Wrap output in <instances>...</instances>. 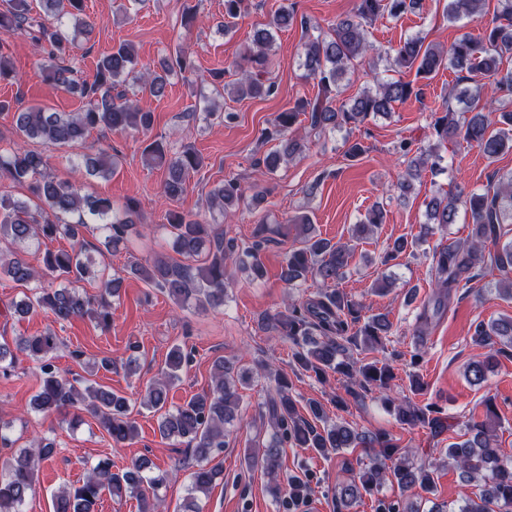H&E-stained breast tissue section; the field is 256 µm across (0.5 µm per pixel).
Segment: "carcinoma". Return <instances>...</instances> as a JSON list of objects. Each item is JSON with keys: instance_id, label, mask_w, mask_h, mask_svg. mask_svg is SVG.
Instances as JSON below:
<instances>
[{"instance_id": "obj_1", "label": "carcinoma", "mask_w": 512, "mask_h": 512, "mask_svg": "<svg viewBox=\"0 0 512 512\" xmlns=\"http://www.w3.org/2000/svg\"><path fill=\"white\" fill-rule=\"evenodd\" d=\"M49 17L67 16L85 37L94 31V22L84 18V0H40ZM483 0H447L443 14L456 23L479 12ZM497 17L485 28L483 35L459 36L447 49L425 43L411 36L392 49V66L400 77H374V87H365L355 96L337 102L341 82L346 75L362 65L374 72L377 61L369 40L368 27L379 17L397 20L413 10L419 0H356L352 14L336 20L325 32L303 19L301 28L309 33L303 47L305 77L317 81L318 95L314 99H298L294 105L277 113L266 137L276 136L279 148L256 161L260 174L275 173L283 162L302 152L303 144L289 136L308 120L317 134L357 126L378 115L388 116L394 104L420 99L422 88L407 81L402 74L415 71V77L430 79L442 69H451L467 81L455 90L451 98L464 104L459 109L450 101L434 116L431 137L434 144L417 149L401 141L398 152L407 158V168L397 188L402 197L413 189V182L423 171L440 167L443 156L439 148L448 141L461 138L478 148L487 158L494 159L512 150V110H491L480 104L485 80L492 79V94L497 98L512 96V68L502 69L503 60L512 57V0H498ZM295 11L291 6L280 7L268 22L254 30L251 46L233 64L235 79L224 82L225 71L209 74L215 90H224L234 100L268 97L276 91L269 77V51L274 33L293 25ZM25 30L42 45L52 61L43 69L46 81L69 93L76 94L83 106L74 113L52 112L41 106L19 108L15 127L20 143L0 154V176L28 184L35 203L0 196V240L12 247L13 258L3 262L0 253V274L4 273L22 285L44 276L68 283L88 280L94 276L93 261L83 256V229L88 220L102 221L101 230L108 238L109 249L116 251L127 240L139 220V203L126 201L115 210L107 198L81 194L80 184L69 177L47 172V158L27 146L29 140H39L54 146H73L82 142L91 131L103 133L135 131L147 133L153 126V112L127 98L124 86L143 83L150 96L165 94L168 76L179 72L193 74L190 55L185 50L164 58L157 70L137 75L136 53L126 43L112 49L97 64L91 82L77 77L68 63L69 41L55 27L31 15L29 0H3L0 8V33ZM148 167L162 168L166 178L163 196L176 201L186 192L188 181L204 164L203 157L191 146L169 154L163 142L154 140L143 150ZM86 171L91 176L107 178L113 173V163L107 159L88 157ZM209 207L225 211L245 202V190L236 178L224 180L209 193ZM464 212L470 232L464 241L437 247L433 251V286L438 288L433 303L423 306L418 314L419 325L426 326L447 307L448 293L453 288H465L490 268L499 272L497 291L512 297V238L501 241V229L512 224V172L497 176L496 182L479 190L467 191L455 187L433 196L426 203L428 224H454L459 212ZM74 220L69 221L67 217ZM170 227L172 249L183 258L201 259L198 265L177 262L163 256L151 264L134 265L131 273L157 288L181 307L217 309L224 306L226 263H233L251 281L264 277L261 252L284 237L279 224H259L250 245L240 248L233 240H224V230L203 224L176 210L166 213ZM385 220L381 206L372 207L364 220L353 225L350 239L357 241L374 231ZM286 223L296 228L299 246H291L285 254L280 279L292 290L312 278L323 289L301 304L290 303L285 310L267 315V326L288 341L296 368L314 374L323 382L334 373L343 379L346 391L357 397L362 392L376 391L395 421L408 427H427L439 436L448 430V421L436 404L420 406L392 395L395 374L386 361H365L353 356L355 350L375 351L384 346L391 334L388 315L379 313L362 317L359 307L345 299L328 285L341 279L352 257L348 243L332 242L316 234L306 214L289 217ZM63 238L70 249L46 251L43 269L27 263L19 250L35 240ZM121 279H103L95 297L80 294L75 288H42L12 303L14 312L26 315L43 310L57 323L75 317H88L108 327L112 323V298L118 296ZM471 341L487 349L485 359L467 365L470 384L480 386L488 372L498 363V356L512 353V316H501L475 326ZM60 345L52 330L16 343V350L41 361L42 381L33 399V408L43 414L59 413L80 403L97 420L115 444L134 439L137 426L131 418L130 400L123 394L103 386L89 384L79 389L75 381L64 376L54 364V354ZM14 350V351H16ZM5 341L0 342V371L15 368L17 355ZM192 361V351L173 346L165 366L147 389L142 407L160 413L158 430L161 438L177 440L188 446L196 461L190 473L188 495L175 512H201L197 494L207 492L222 474L213 464L224 452L227 426L238 417L242 400L240 388L249 384L252 375L234 362L219 357L213 363L209 390L195 394L183 404L167 407L168 391L181 380V372ZM271 423L272 433L267 443L244 450L246 468L262 470L277 481L281 470V449L288 444L310 448L323 456L336 454L345 448H375L359 460L357 479L336 488V512H350L363 496H373L386 483H396L402 490L420 488L433 492L436 468L428 463H415L408 450L399 446L388 433L356 431L349 422L330 419L324 404L306 400V414L299 413L290 394L288 379L275 377L274 391L263 404ZM497 414L492 401L485 404L484 419L463 421L465 440L448 444L444 454L459 471L460 477L479 487L476 498H468L456 508L434 506L432 512H512V458L497 448ZM12 422L0 419V512H25V504L36 490L39 465L53 457L55 444L42 439L36 451L12 449ZM164 473L151 474L148 463L134 459L122 468L111 459L91 466L82 484L62 489L54 499V512H97L102 496L121 498L125 495L140 501L141 512H159L164 501L159 490L166 483ZM309 491L307 478L288 476V497L281 498L279 486L274 496L284 512H297ZM374 512H420L414 501L395 502L374 499Z\"/></svg>"}]
</instances>
